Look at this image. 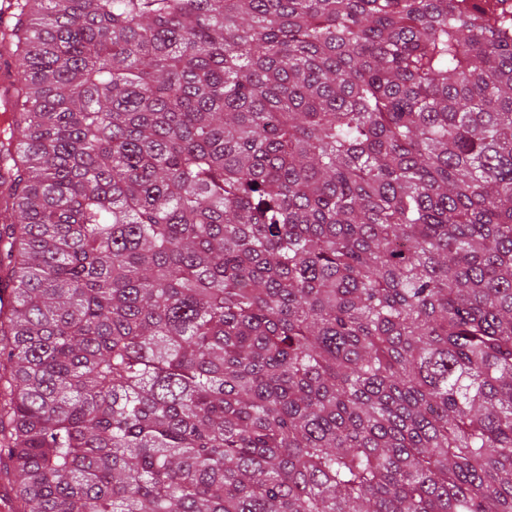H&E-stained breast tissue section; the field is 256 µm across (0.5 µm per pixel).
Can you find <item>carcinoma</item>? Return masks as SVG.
I'll use <instances>...</instances> for the list:
<instances>
[{
	"label": "carcinoma",
	"instance_id": "cac0c4a2",
	"mask_svg": "<svg viewBox=\"0 0 512 512\" xmlns=\"http://www.w3.org/2000/svg\"><path fill=\"white\" fill-rule=\"evenodd\" d=\"M18 512H512V0H15Z\"/></svg>",
	"mask_w": 512,
	"mask_h": 512
}]
</instances>
